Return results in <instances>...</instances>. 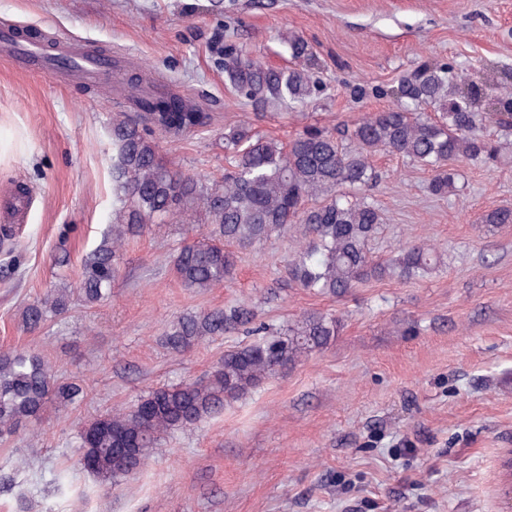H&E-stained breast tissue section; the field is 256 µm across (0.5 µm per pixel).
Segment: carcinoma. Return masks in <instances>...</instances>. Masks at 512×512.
I'll use <instances>...</instances> for the list:
<instances>
[{"label": "carcinoma", "instance_id": "carcinoma-1", "mask_svg": "<svg viewBox=\"0 0 512 512\" xmlns=\"http://www.w3.org/2000/svg\"><path fill=\"white\" fill-rule=\"evenodd\" d=\"M228 84L257 109L289 99L302 102L311 91L308 70H274L231 49L224 53ZM448 68L424 65L401 81L400 104L367 113L331 133L307 126L283 144L258 135L249 121L224 131V177L211 185L169 167L158 154L154 134L177 137L205 124V115L179 95L158 96L148 78L127 79L137 118L112 117L111 229L85 260L76 289H49L21 314L30 332L68 313L73 297L86 306L112 293L117 256L126 239L149 226L177 218L200 222L207 232L183 245L173 261L180 284L205 292L233 278L236 251L294 233L296 248L286 275L315 294L341 295L370 279L419 280L445 265L444 255L424 243L403 246L376 260L369 243L383 213L367 197L354 198L376 180L372 157L402 155L433 173L429 191L443 197L455 187L457 163L496 162L501 146L476 135L490 113L476 98L451 86ZM489 101L512 105V92L486 79ZM482 224H512V208L483 214ZM253 310L236 304L180 316L165 332L164 344L185 352L204 340L231 334L252 323ZM333 314L307 312L288 326L224 353L207 380L160 386L126 411L100 414L80 434V465L110 485L137 473L162 451L169 434L195 425L258 388L265 380L326 349L338 336ZM80 381L61 382L38 353L0 350V437L39 418L54 404L67 406L84 396Z\"/></svg>", "mask_w": 512, "mask_h": 512}]
</instances>
